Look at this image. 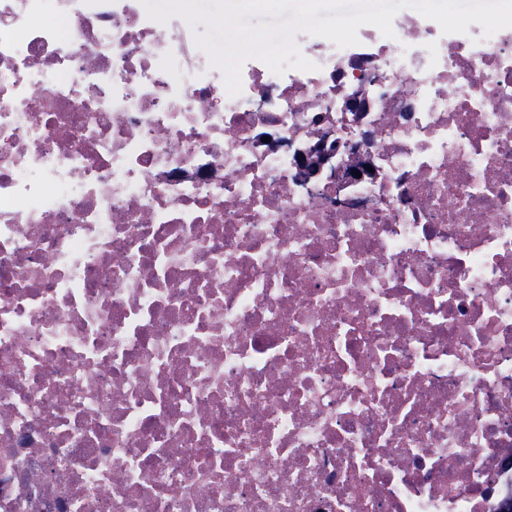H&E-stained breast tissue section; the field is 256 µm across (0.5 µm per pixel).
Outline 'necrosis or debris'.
<instances>
[{"label": "necrosis or debris", "instance_id": "obj_1", "mask_svg": "<svg viewBox=\"0 0 512 512\" xmlns=\"http://www.w3.org/2000/svg\"><path fill=\"white\" fill-rule=\"evenodd\" d=\"M393 29L0 0V512H512V28Z\"/></svg>", "mask_w": 512, "mask_h": 512}]
</instances>
